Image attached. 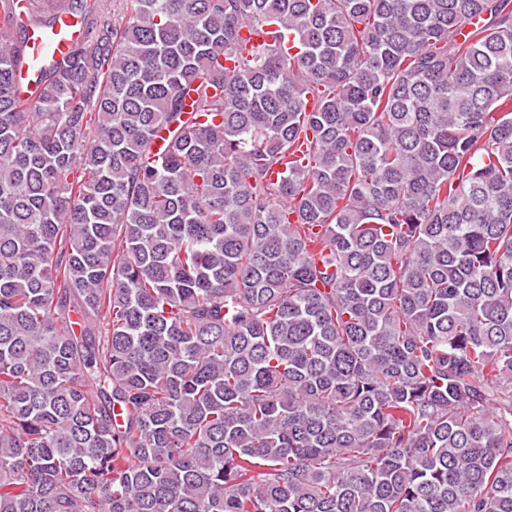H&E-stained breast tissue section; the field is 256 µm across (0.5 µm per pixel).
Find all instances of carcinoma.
Returning <instances> with one entry per match:
<instances>
[{
  "mask_svg": "<svg viewBox=\"0 0 512 512\" xmlns=\"http://www.w3.org/2000/svg\"><path fill=\"white\" fill-rule=\"evenodd\" d=\"M90 36L0 15V512H512V0ZM100 24V18L92 11L85 20L69 13H60L52 29H33L31 35L30 64L32 69H38L41 63L49 58L60 59L66 56L72 46L80 39L82 32Z\"/></svg>",
  "mask_w": 512,
  "mask_h": 512,
  "instance_id": "obj_1",
  "label": "carcinoma"
}]
</instances>
